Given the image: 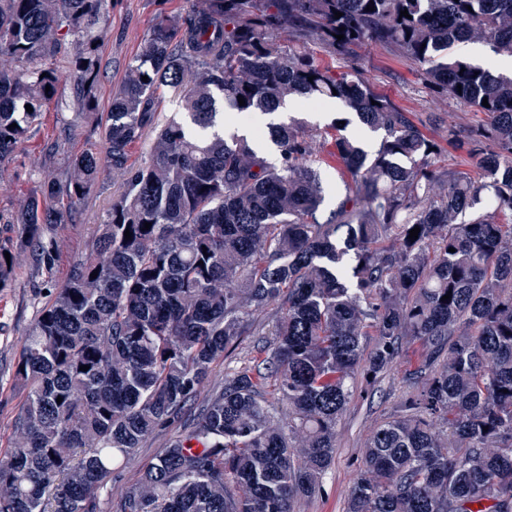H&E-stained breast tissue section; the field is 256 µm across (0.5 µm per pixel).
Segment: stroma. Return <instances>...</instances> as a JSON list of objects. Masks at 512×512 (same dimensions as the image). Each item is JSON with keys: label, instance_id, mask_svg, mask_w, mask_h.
I'll use <instances>...</instances> for the list:
<instances>
[{"label": "stroma", "instance_id": "1", "mask_svg": "<svg viewBox=\"0 0 512 512\" xmlns=\"http://www.w3.org/2000/svg\"><path fill=\"white\" fill-rule=\"evenodd\" d=\"M191 7L190 0H112L108 32L100 47L103 87L97 99L98 116L109 112L112 93L122 83L155 18L161 14L183 17ZM351 65L406 111L439 113L441 121L431 129V136H441L448 125H460L469 119L468 108L438 103L426 88L418 69L395 52L370 46L360 51ZM74 85L73 78L63 77L57 98L47 105L41 116L39 133L10 158L7 168L11 180L0 186V216L9 220L4 227L7 235H19L20 227L11 223L10 217L18 211L36 182L48 173L61 177L67 157L102 148V130L95 118L79 120L75 117ZM331 112V107L326 105L317 109L298 105L290 108L292 116L304 119V134L313 136L319 143L322 167L331 185L336 186L346 181L347 175L333 155L331 143L325 140ZM68 122L73 125L71 134L66 141H59V131ZM118 190V185L113 183L94 186L80 206L76 223L51 227L50 234L58 243L52 269L38 268L25 250H18L14 275L5 287L0 288V457L14 447V421L25 399L24 391L13 377L22 341L39 316L49 287L64 280L73 262L88 250L93 226L99 223L109 198ZM276 318L272 309L258 315L256 335L244 337L231 357L215 368L201 388L200 398H208L219 391L226 372L239 366L244 359L255 356L262 332L267 331ZM420 353L419 345L405 346L394 369L378 384L376 393L355 392L337 425L336 456L323 479L322 490L314 498L302 502L297 512H343L345 495L355 475L356 460L361 455L364 441L374 424L401 396L403 374L416 364ZM180 429V424L175 423L156 430L143 441L113 481L111 489L102 491V498H110L112 493L136 482L142 471L154 462L159 450Z\"/></svg>", "mask_w": 512, "mask_h": 512}]
</instances>
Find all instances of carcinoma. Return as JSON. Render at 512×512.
I'll list each match as a JSON object with an SVG mask.
<instances>
[{"label":"carcinoma","mask_w":512,"mask_h":512,"mask_svg":"<svg viewBox=\"0 0 512 512\" xmlns=\"http://www.w3.org/2000/svg\"><path fill=\"white\" fill-rule=\"evenodd\" d=\"M110 2L0 0V183L55 97L67 44L76 114L96 112ZM199 3L156 18L112 94L103 150L70 157L63 181L36 183L9 220L20 239L0 234L1 287L19 249L51 268L47 229L74 223L93 186L122 178L21 347L14 380L26 399L0 459V512H103L100 491L192 410L271 306L269 347L224 375L113 512H296L332 465L354 389H374L411 343L422 360L366 439L345 512H512V75L462 53L476 37L512 55V0ZM368 45L417 64L439 100L481 120L448 126L443 143L425 133L433 115H409L310 51L350 61ZM160 92L184 115L158 124ZM221 100L241 122L288 100L344 105L327 134L350 182L326 220L314 141L294 123L269 125L272 164L237 129L216 130ZM354 117L382 134L375 153L347 134ZM149 131L135 168L130 149ZM463 133L475 173L449 163Z\"/></svg>","instance_id":"1"}]
</instances>
